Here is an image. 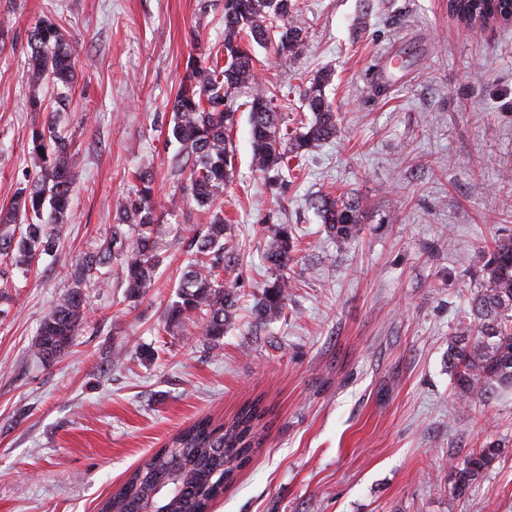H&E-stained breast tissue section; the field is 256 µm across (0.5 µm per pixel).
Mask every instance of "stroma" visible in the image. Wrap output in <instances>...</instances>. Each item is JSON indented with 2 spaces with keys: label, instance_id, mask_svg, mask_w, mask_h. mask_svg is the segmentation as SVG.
Segmentation results:
<instances>
[{
  "label": "stroma",
  "instance_id": "stroma-1",
  "mask_svg": "<svg viewBox=\"0 0 512 512\" xmlns=\"http://www.w3.org/2000/svg\"><path fill=\"white\" fill-rule=\"evenodd\" d=\"M307 49L283 61L253 46L282 124L313 115L299 95L329 72L336 138L274 184L251 164L249 112L230 132L233 181L218 200L237 305L220 347L194 312L186 330L165 311L190 255L188 226L210 212L183 200L166 142L172 102L198 45L224 40V0H0L10 23L0 52V205L33 170L24 78L27 30L55 18L74 36L77 78L57 113L79 151L74 217L33 265L0 263V512H99L129 472L196 419L231 420L260 400V443L206 512H512V393L461 401L448 346L482 285L475 258L512 235V22L467 30L448 0H299ZM403 62L384 86L367 69ZM151 167L163 217L155 282L125 299L121 264L106 286L77 281L81 259L111 233L135 171ZM346 193L365 231L340 245L312 203ZM291 228L284 316L256 325L271 279L265 229ZM81 289L86 322L50 363L33 353L45 313ZM153 359H145L144 350ZM502 453L467 497L449 465L470 449Z\"/></svg>",
  "mask_w": 512,
  "mask_h": 512
}]
</instances>
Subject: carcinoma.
Returning a JSON list of instances; mask_svg holds the SVG:
<instances>
[{
  "label": "carcinoma",
  "instance_id": "obj_1",
  "mask_svg": "<svg viewBox=\"0 0 512 512\" xmlns=\"http://www.w3.org/2000/svg\"><path fill=\"white\" fill-rule=\"evenodd\" d=\"M489 6L448 0V12L470 29L486 23ZM28 63L24 73L38 88L51 80L64 87L76 79L77 55L73 37L59 22L42 18L27 32ZM270 46L281 59L301 54L306 48V26L297 0H224V61L204 51L189 60L186 76L172 104V125L167 141L179 145L171 164L189 171L183 191L198 206L213 209L209 224L192 230L187 248L191 260L182 273L177 300L167 309V322L183 328L187 316L204 310L208 321L203 335L218 347L224 328L232 321L235 295L224 288L218 271L224 268L227 224L216 200L232 182L233 165L229 131L236 110L232 95L256 83L258 72L250 43ZM329 78L322 74L302 89V98L313 120L306 132L288 137L281 130V115L274 96L257 95L249 105L252 160L255 170L276 181L289 159L336 135L337 115L324 90ZM35 170L24 174L9 205L0 206V257L18 267L31 266L37 253L54 249L71 218L72 172L79 150L56 130L50 117L31 132ZM139 185L119 203L112 237L106 246L85 257L81 272L96 276L122 257L125 299L136 302L155 281L158 265L155 248L160 233L153 179L149 168L136 175ZM323 224L339 244L358 237L365 209L355 198L316 200ZM137 231L128 237L122 226ZM265 259L276 271L256 304L261 320L280 317L288 305V270L293 261V241L288 226L266 228ZM483 285L472 304V321L453 336L448 364L454 387L464 401L485 402L499 392L512 390V237L494 241L477 254ZM86 320L82 293L78 290L48 310L34 342L44 362L61 357ZM265 410L258 402L243 406L229 423L217 424L205 417L182 430L163 448L132 470L104 503L101 512H129L134 504L156 502L158 488L172 485L170 494L156 507L164 512H205L211 500L224 492L236 471L255 447L256 428ZM500 453L491 442L474 448L451 463L448 475L452 494L461 499L493 466Z\"/></svg>",
  "mask_w": 512,
  "mask_h": 512
}]
</instances>
